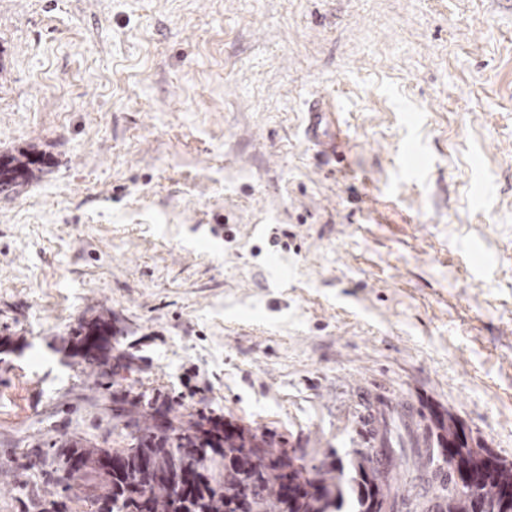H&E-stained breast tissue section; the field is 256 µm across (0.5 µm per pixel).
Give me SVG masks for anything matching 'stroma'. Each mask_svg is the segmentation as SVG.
<instances>
[{"label":"stroma","instance_id":"1","mask_svg":"<svg viewBox=\"0 0 512 512\" xmlns=\"http://www.w3.org/2000/svg\"><path fill=\"white\" fill-rule=\"evenodd\" d=\"M326 97L343 156L307 142ZM0 512H94L147 402L365 448L377 398L512 462V0H0ZM102 317L124 377L70 331ZM42 156L30 153L0 157V193L13 192L16 188L37 179L43 172Z\"/></svg>","mask_w":512,"mask_h":512}]
</instances>
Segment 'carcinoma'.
<instances>
[{
    "label": "carcinoma",
    "mask_w": 512,
    "mask_h": 512,
    "mask_svg": "<svg viewBox=\"0 0 512 512\" xmlns=\"http://www.w3.org/2000/svg\"><path fill=\"white\" fill-rule=\"evenodd\" d=\"M45 161L30 153L0 157V193L13 192L43 172ZM112 327L105 319L81 322L72 330V355L90 369L112 350ZM144 428L128 434L118 448H85L73 443L62 452L81 467L72 479L93 475L97 512H413L405 495L407 480L438 488L434 512H512V463L489 448L473 447L451 410L420 415L407 429L412 465L399 475L375 465L391 460L401 447L400 426L381 418L371 430L378 447L355 451L349 464L324 456L308 466L304 454L285 442L227 423L216 441L205 439L193 421L157 428L155 415L143 413ZM121 453L114 475L100 466L104 454ZM478 479L475 489L455 495L451 486L463 474Z\"/></svg>",
    "instance_id": "obj_1"
}]
</instances>
